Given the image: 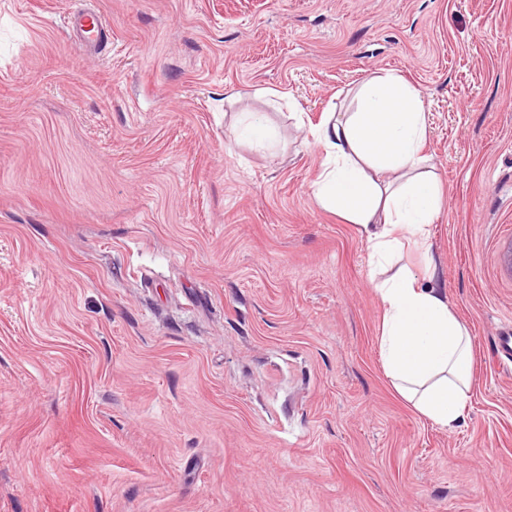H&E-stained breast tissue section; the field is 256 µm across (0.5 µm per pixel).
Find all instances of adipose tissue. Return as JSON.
Segmentation results:
<instances>
[{"label":"adipose tissue","mask_w":512,"mask_h":512,"mask_svg":"<svg viewBox=\"0 0 512 512\" xmlns=\"http://www.w3.org/2000/svg\"><path fill=\"white\" fill-rule=\"evenodd\" d=\"M359 97L357 111L329 113L308 128L324 153L312 191L323 209L368 236L383 306L378 345L392 387L421 418L451 431L471 392L472 339L436 283L429 238L442 195L420 154L427 114L419 95L389 75L363 81ZM409 242L422 251L421 269L399 262Z\"/></svg>","instance_id":"adipose-tissue-1"}]
</instances>
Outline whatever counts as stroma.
I'll list each match as a JSON object with an SVG mask.
<instances>
[{
  "instance_id": "obj_1",
  "label": "stroma",
  "mask_w": 512,
  "mask_h": 512,
  "mask_svg": "<svg viewBox=\"0 0 512 512\" xmlns=\"http://www.w3.org/2000/svg\"><path fill=\"white\" fill-rule=\"evenodd\" d=\"M387 74L473 339L451 431L392 389L365 236L312 193L306 125ZM511 243L512 0H0V512H512ZM72 38L94 52H100L105 48L107 42L102 40L105 24L101 15L96 11H84L72 14L67 22Z\"/></svg>"
}]
</instances>
